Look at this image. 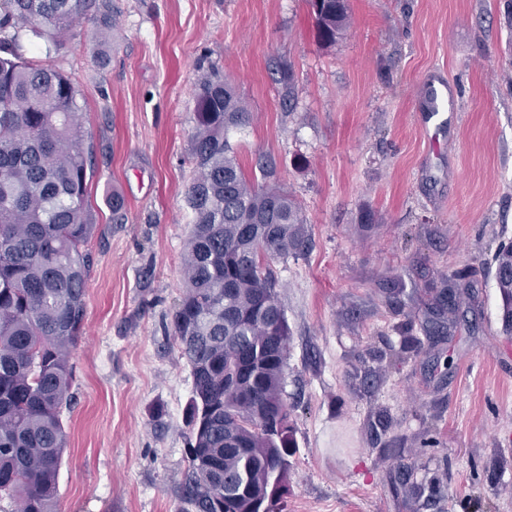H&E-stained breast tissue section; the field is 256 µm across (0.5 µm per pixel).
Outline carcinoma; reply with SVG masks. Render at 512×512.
I'll use <instances>...</instances> for the list:
<instances>
[{
  "label": "carcinoma",
  "mask_w": 512,
  "mask_h": 512,
  "mask_svg": "<svg viewBox=\"0 0 512 512\" xmlns=\"http://www.w3.org/2000/svg\"><path fill=\"white\" fill-rule=\"evenodd\" d=\"M321 40L347 27V0H309ZM111 0H0V499L17 512H58L72 359L83 333L84 247L96 225L84 112L49 63L60 38ZM45 58L21 52V32ZM192 230L173 335L190 367V432L181 512H287L293 427L284 378L289 328L265 258L305 247L293 196L245 177L228 133L250 120L236 89L206 77L195 93ZM512 245L495 277L512 291Z\"/></svg>",
  "instance_id": "obj_1"
}]
</instances>
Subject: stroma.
Wrapping results in <instances>:
<instances>
[{"label": "stroma", "mask_w": 512, "mask_h": 512, "mask_svg": "<svg viewBox=\"0 0 512 512\" xmlns=\"http://www.w3.org/2000/svg\"><path fill=\"white\" fill-rule=\"evenodd\" d=\"M113 2L111 22L86 19L50 56L95 156L60 512L183 506L192 378L171 317L194 94L215 71L251 114L229 134L246 177L307 219V251L269 262L290 331L287 512H512V332L495 278L512 242V0H348L332 45L307 0ZM437 69L459 111L431 154L418 108ZM449 281L451 327L429 335Z\"/></svg>", "instance_id": "1"}]
</instances>
